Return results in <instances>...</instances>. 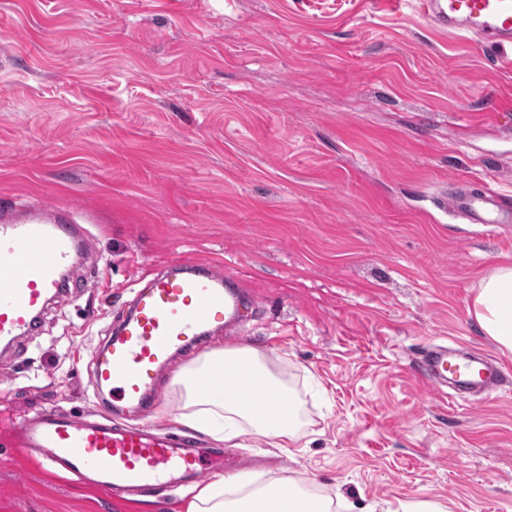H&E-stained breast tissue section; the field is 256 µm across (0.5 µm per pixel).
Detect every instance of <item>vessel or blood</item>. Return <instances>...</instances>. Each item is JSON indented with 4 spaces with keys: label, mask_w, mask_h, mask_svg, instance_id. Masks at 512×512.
Returning a JSON list of instances; mask_svg holds the SVG:
<instances>
[{
    "label": "vessel or blood",
    "mask_w": 512,
    "mask_h": 512,
    "mask_svg": "<svg viewBox=\"0 0 512 512\" xmlns=\"http://www.w3.org/2000/svg\"><path fill=\"white\" fill-rule=\"evenodd\" d=\"M418 7L448 33L512 45V0H418ZM437 203L469 224L512 225V196L488 183H456ZM85 234L64 212L39 210L20 219L11 206H0V346L34 334L48 302L67 300L64 270L78 258ZM232 281L216 264L174 259L167 273L137 290L105 347L94 351L92 411L49 409L24 418L17 446L40 452L53 470L93 481L110 498L156 497L204 480L213 451L200 447L194 434L121 424L115 409L151 413L164 397L161 380L173 370L174 357L209 343L213 326L239 319L242 297ZM415 371L430 387L454 379L463 398L473 388L499 386L501 375L488 365L449 361L444 346L427 352Z\"/></svg>",
    "instance_id": "b4317fda"
}]
</instances>
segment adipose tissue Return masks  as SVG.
I'll list each match as a JSON object with an SVG mask.
<instances>
[{
	"mask_svg": "<svg viewBox=\"0 0 512 512\" xmlns=\"http://www.w3.org/2000/svg\"><path fill=\"white\" fill-rule=\"evenodd\" d=\"M472 314L482 331L497 349L512 355V264L498 266L484 277L472 303ZM249 362L264 386L278 393L279 403L260 408L241 397L235 388L236 369ZM223 366L227 378L220 393L203 391L202 380L213 367ZM185 391L181 421L210 434L215 440L230 441L249 432L272 440L275 447L291 453L297 447L299 408L286 382L266 365L264 357L252 347L227 348L202 354L193 366L182 371L179 379ZM328 500L301 496L282 479L254 485L239 474L224 477L203 486L187 506L186 512H329Z\"/></svg>",
	"mask_w": 512,
	"mask_h": 512,
	"instance_id": "obj_1",
	"label": "adipose tissue"
}]
</instances>
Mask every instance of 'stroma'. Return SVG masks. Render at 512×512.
<instances>
[{
	"label": "stroma",
	"mask_w": 512,
	"mask_h": 512,
	"mask_svg": "<svg viewBox=\"0 0 512 512\" xmlns=\"http://www.w3.org/2000/svg\"><path fill=\"white\" fill-rule=\"evenodd\" d=\"M0 203L88 231L68 303L0 352V512H186L125 502L13 447L21 418L85 413L94 349L175 258L256 300L233 344L295 390L304 449L243 433L235 466L354 512H512V357L470 312L512 227L433 198L512 194V46L427 23L416 0H0ZM499 364L461 401L414 366L434 345Z\"/></svg>",
	"instance_id": "obj_1"
}]
</instances>
